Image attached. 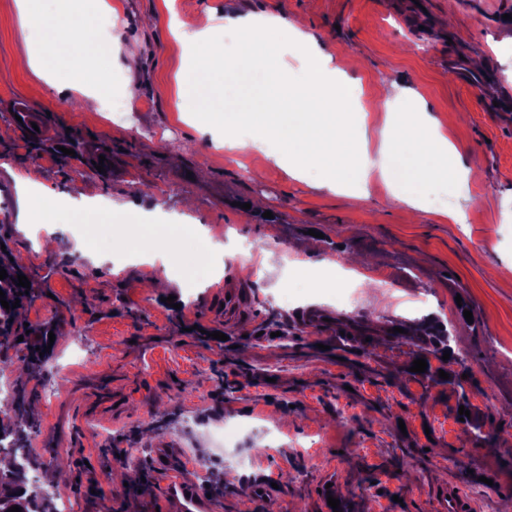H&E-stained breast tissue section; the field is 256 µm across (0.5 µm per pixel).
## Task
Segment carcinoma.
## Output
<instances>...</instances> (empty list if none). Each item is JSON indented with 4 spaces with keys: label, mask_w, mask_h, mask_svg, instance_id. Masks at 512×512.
<instances>
[{
    "label": "carcinoma",
    "mask_w": 512,
    "mask_h": 512,
    "mask_svg": "<svg viewBox=\"0 0 512 512\" xmlns=\"http://www.w3.org/2000/svg\"><path fill=\"white\" fill-rule=\"evenodd\" d=\"M0 267L4 268L8 277L0 280V290L6 295V301L9 303L19 302L20 306L34 297V291H25V288L18 285L17 276L25 273V267L19 258L12 257V252L0 250ZM18 309H5L0 305V347L6 349L17 346L19 338ZM337 324L342 326L345 335L349 336V341L354 343V349L366 351L368 343L365 338L372 336L373 329L362 320H339ZM386 335L397 340L406 339L417 348V356L429 359L431 355H438L443 351H452L450 346L451 334L447 330L440 329L436 332L420 330L413 335H406L394 331V326L390 325L384 328ZM449 379L444 380L438 376V372L426 368L427 376L437 384L447 383L457 388L460 392V399L465 408H470L469 398L465 389V384L469 379L462 378L459 373L448 369ZM26 395L23 389L16 387L13 390L9 407L0 412L3 417L0 418V433L9 435L13 438L11 452L5 455L9 460V467L5 470L0 469V501L3 507L17 505L21 512H57L56 496L50 488L42 487L38 491L29 495L25 500H20L16 495L18 489L24 485L26 471L30 468L37 469L41 463L29 454L26 448V442L31 433L38 430V423L34 420H25V424L20 425L17 422L10 421V418L24 420L26 412Z\"/></svg>",
    "instance_id": "1"
}]
</instances>
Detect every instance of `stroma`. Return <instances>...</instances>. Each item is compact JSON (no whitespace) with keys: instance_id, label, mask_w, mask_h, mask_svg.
Listing matches in <instances>:
<instances>
[{"instance_id":"35a3bbf8","label":"stroma","mask_w":512,"mask_h":512,"mask_svg":"<svg viewBox=\"0 0 512 512\" xmlns=\"http://www.w3.org/2000/svg\"><path fill=\"white\" fill-rule=\"evenodd\" d=\"M111 3L125 17L104 38L120 121L73 92L84 57L61 52L66 79L55 85L19 67L46 46L16 0H0V113L30 111L47 144L30 154L18 130L0 141V241L37 290L22 320L30 335H55L43 377L17 367L1 376L29 394L26 416L39 428L27 446L42 483L84 512H156L166 474L151 461L162 443L191 484L223 486L219 512H326L331 497L338 512H434L445 492L468 512H512V0ZM208 11L303 21L341 72L346 112L365 115L371 161L389 130L380 85L414 91L471 170L468 195L437 184L412 210L381 186L359 199L274 163L253 178L248 157L219 148L222 128L183 109L176 75ZM131 45L140 49L134 72L124 63ZM29 169L61 211L95 201L114 223L202 224L222 245L210 252L188 237L177 258L117 262L153 242L113 248L102 226L45 223L38 205L21 202ZM454 211L463 223L450 220ZM313 230L322 237L310 253ZM240 240L261 241L262 253L239 254ZM351 254L368 258L385 306L339 275L328 289L294 287L299 273L345 266ZM165 277L172 304L144 288ZM228 288L244 302L231 319ZM340 288L356 293L355 305H339ZM424 291L429 302L415 309ZM462 303L472 320L460 317ZM312 310L323 324L305 325ZM344 316L449 329L483 440L466 433L450 385L411 372L413 346L379 336L366 352L346 349L335 324ZM115 448L123 459L111 457ZM258 486L271 488L268 499L254 495Z\"/></svg>"}]
</instances>
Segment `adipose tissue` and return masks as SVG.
Instances as JSON below:
<instances>
[{
    "label": "adipose tissue",
    "instance_id": "1",
    "mask_svg": "<svg viewBox=\"0 0 512 512\" xmlns=\"http://www.w3.org/2000/svg\"><path fill=\"white\" fill-rule=\"evenodd\" d=\"M23 13L33 14L35 32L42 41L71 46L80 38L81 53L92 58L94 69L86 80L87 97L108 90L104 80L112 65V48L92 38L93 26L80 13H59L50 0H18ZM195 42L190 45L185 109L221 124L225 148L251 158L253 174L274 162L287 165L289 175L310 184L316 173L326 174V187L341 193L366 186L378 173L393 196L409 208H418L435 179L448 188H467L470 171L457 165V148L440 132L437 121L417 120L420 103L409 90L394 86L381 90L378 100L389 105L399 100L402 110L391 118L388 141L378 166L355 161L362 124L350 121L336 102V89L301 74L294 83L300 91L288 96L273 47L279 35L306 46L315 71H324L331 56L312 46L309 35L295 22L277 18L259 28L246 18L236 19L240 47L234 61L224 55L221 27L213 12L198 20Z\"/></svg>",
    "mask_w": 512,
    "mask_h": 512
}]
</instances>
